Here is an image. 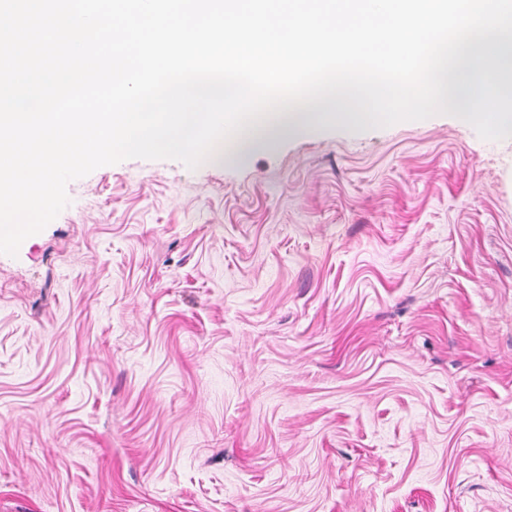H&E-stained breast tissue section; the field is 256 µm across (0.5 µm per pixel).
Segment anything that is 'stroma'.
I'll use <instances>...</instances> for the list:
<instances>
[{
	"label": "stroma",
	"instance_id": "35a3bbf8",
	"mask_svg": "<svg viewBox=\"0 0 512 512\" xmlns=\"http://www.w3.org/2000/svg\"><path fill=\"white\" fill-rule=\"evenodd\" d=\"M67 194L0 254V512H512V142L332 122Z\"/></svg>",
	"mask_w": 512,
	"mask_h": 512
}]
</instances>
